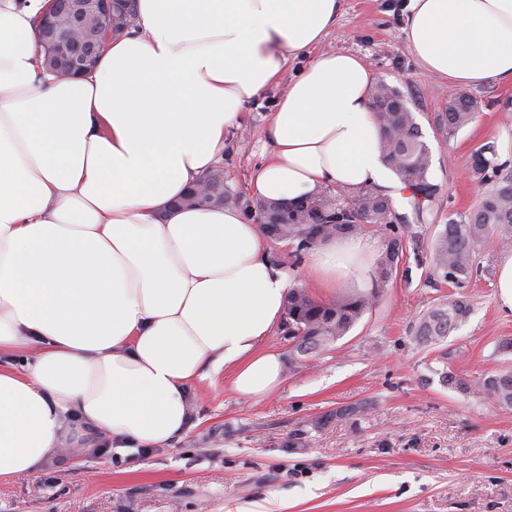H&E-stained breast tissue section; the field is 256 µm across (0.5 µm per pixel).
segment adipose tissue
I'll use <instances>...</instances> for the list:
<instances>
[{
    "label": "adipose tissue",
    "instance_id": "ef3b65f1",
    "mask_svg": "<svg viewBox=\"0 0 512 512\" xmlns=\"http://www.w3.org/2000/svg\"><path fill=\"white\" fill-rule=\"evenodd\" d=\"M51 0H0V481L60 453L161 448L184 436L188 391L224 372L240 395L277 389L264 343L290 272L259 224L224 204L175 208L241 128L244 109L307 56L271 114L262 198L375 187L403 198L382 157L375 75L317 52L341 0H138L90 74L41 67ZM404 33L455 85L512 84V0H410ZM376 241L330 240L303 272L322 293L371 288Z\"/></svg>",
    "mask_w": 512,
    "mask_h": 512
}]
</instances>
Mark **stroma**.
I'll use <instances>...</instances> for the list:
<instances>
[{
	"label": "stroma",
	"mask_w": 512,
	"mask_h": 512,
	"mask_svg": "<svg viewBox=\"0 0 512 512\" xmlns=\"http://www.w3.org/2000/svg\"><path fill=\"white\" fill-rule=\"evenodd\" d=\"M408 0H342L340 16L319 46L360 56L404 94L432 154L441 196L428 214L418 250L393 271L369 310L327 350L297 357L284 327L266 340L284 360L281 385L267 397L236 393L224 375L189 390L191 426L179 440L143 454L104 456L72 449L14 482L0 483V512H512V407L477 390L445 384L443 374L473 382L512 370V314L497 302L502 255L481 248L477 272L462 288L470 313L444 342L416 344L423 313L454 293L429 277L425 259L438 225L468 214L484 187L472 151L512 125V85L471 88L474 120L454 137L435 117L458 94L426 71L403 32ZM286 89L268 88L226 136L229 204L253 199L250 181L271 148V112ZM361 411L350 414L352 406Z\"/></svg>",
	"instance_id": "1"
}]
</instances>
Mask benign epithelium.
I'll use <instances>...</instances> for the list:
<instances>
[{"instance_id":"1","label":"benign epithelium","mask_w":512,"mask_h":512,"mask_svg":"<svg viewBox=\"0 0 512 512\" xmlns=\"http://www.w3.org/2000/svg\"><path fill=\"white\" fill-rule=\"evenodd\" d=\"M137 0H66L65 15L42 21L38 36L48 54L62 52L81 71L92 67L100 52L101 30L113 31L136 18Z\"/></svg>"}]
</instances>
